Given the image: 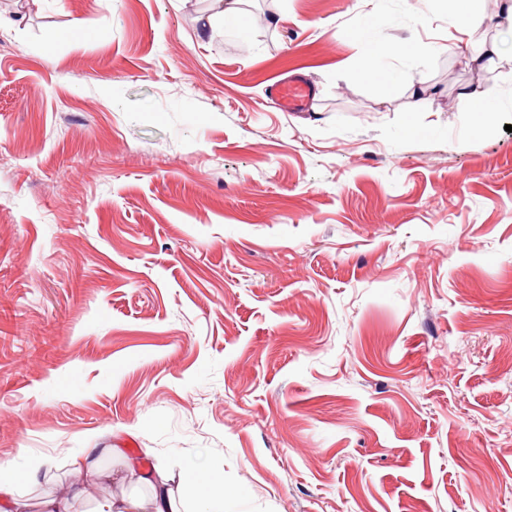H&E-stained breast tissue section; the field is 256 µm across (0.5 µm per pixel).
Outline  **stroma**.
Here are the masks:
<instances>
[{
    "label": "stroma",
    "instance_id": "1",
    "mask_svg": "<svg viewBox=\"0 0 512 512\" xmlns=\"http://www.w3.org/2000/svg\"><path fill=\"white\" fill-rule=\"evenodd\" d=\"M223 2L0 0V469L39 465L14 512L86 448L81 512H153L157 467L237 512H512L498 0L467 37L458 0ZM371 42L411 50L377 73ZM293 73L303 112L266 96ZM458 108L462 112H476L481 115V125L488 126L493 121V109L486 102L477 103L478 97L473 91L463 89L459 93ZM103 453V449L100 448H86L83 453L73 458L72 466L81 476H97V458ZM185 485L189 495L201 500L205 509L203 512H236L232 510L234 495L224 491L223 477L214 476L202 489L192 487L188 479L185 480Z\"/></svg>",
    "mask_w": 512,
    "mask_h": 512
}]
</instances>
